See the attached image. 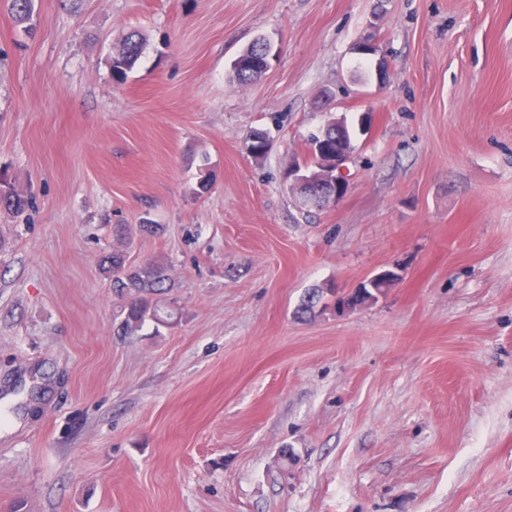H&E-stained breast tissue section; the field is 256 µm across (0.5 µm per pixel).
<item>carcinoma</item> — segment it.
I'll return each mask as SVG.
<instances>
[{
  "instance_id": "obj_1",
  "label": "carcinoma",
  "mask_w": 512,
  "mask_h": 512,
  "mask_svg": "<svg viewBox=\"0 0 512 512\" xmlns=\"http://www.w3.org/2000/svg\"><path fill=\"white\" fill-rule=\"evenodd\" d=\"M35 0H10V10L17 23L30 27L34 17ZM262 39L254 40L243 49L234 59L232 64L233 74L238 83L245 85L262 75L255 69L257 60L256 48ZM145 44L138 34L130 32L126 34L115 51L107 59V65L114 79L123 81L144 52ZM309 142L319 144L326 161L336 158V152L342 151L352 145V133L346 122L336 123L331 119L323 125L318 132L312 134ZM27 200L15 189L0 191V206L10 209L22 210ZM108 269L112 270L113 288L118 294H132L133 300L125 307L124 318L121 321V329L126 335H133L141 330L147 318H158L157 311L153 310L152 298L167 290L170 282L168 268L159 262H150L143 266H131L126 264V259L121 251H112L107 257ZM392 282L380 285V280L368 278L363 283V288L346 299H338L337 306L355 307L365 305L385 294ZM336 296L334 288H312L298 305L296 314L301 319H308L322 313L331 307L324 301L325 295Z\"/></svg>"
}]
</instances>
